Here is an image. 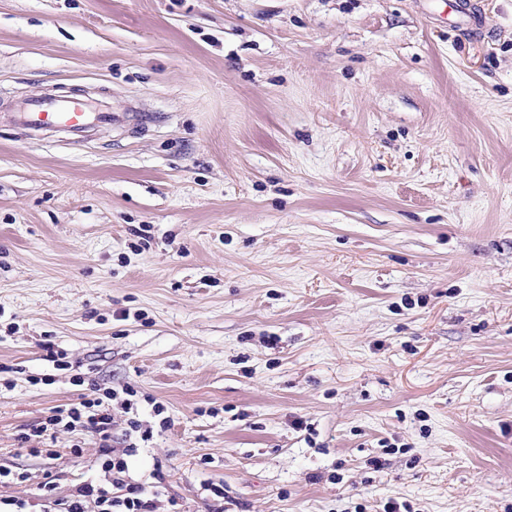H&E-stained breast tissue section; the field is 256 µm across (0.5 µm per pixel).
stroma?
Here are the masks:
<instances>
[{"mask_svg": "<svg viewBox=\"0 0 512 512\" xmlns=\"http://www.w3.org/2000/svg\"><path fill=\"white\" fill-rule=\"evenodd\" d=\"M476 2L480 38L448 0H0V113L154 117L0 127V495L95 476L22 438L130 386L156 512H512V0ZM119 121L144 126L153 121V116L133 109L120 116L104 106L90 110L80 101L45 95L27 100L14 112H9L5 120L16 128H25L31 136L63 131L75 142L84 139L96 126L112 125Z\"/></svg>", "mask_w": 512, "mask_h": 512, "instance_id": "35a3bbf8", "label": "stroma"}]
</instances>
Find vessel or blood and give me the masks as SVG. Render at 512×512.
Returning a JSON list of instances; mask_svg holds the SVG:
<instances>
[{"mask_svg":"<svg viewBox=\"0 0 512 512\" xmlns=\"http://www.w3.org/2000/svg\"><path fill=\"white\" fill-rule=\"evenodd\" d=\"M120 119L143 126L152 122L153 117L151 114L137 111L120 116L103 106L92 110L77 100L45 95L24 102L8 114L6 122L14 127L26 129L34 136L62 131L78 142L94 127L109 125Z\"/></svg>","mask_w":512,"mask_h":512,"instance_id":"b4317fda","label":"vessel or blood"}]
</instances>
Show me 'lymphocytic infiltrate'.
<instances>
[{
    "instance_id": "1",
    "label": "lymphocytic infiltrate",
    "mask_w": 512,
    "mask_h": 512,
    "mask_svg": "<svg viewBox=\"0 0 512 512\" xmlns=\"http://www.w3.org/2000/svg\"><path fill=\"white\" fill-rule=\"evenodd\" d=\"M110 393L92 394L75 404L59 408L32 431L33 437L54 439L62 430H80L99 441L102 477L85 481L67 498L54 497L44 491L42 512H155V500L160 492L162 472H155L154 482L126 480L128 459L137 449L136 443H126L122 449L112 448L110 441L115 420L109 405Z\"/></svg>"
}]
</instances>
